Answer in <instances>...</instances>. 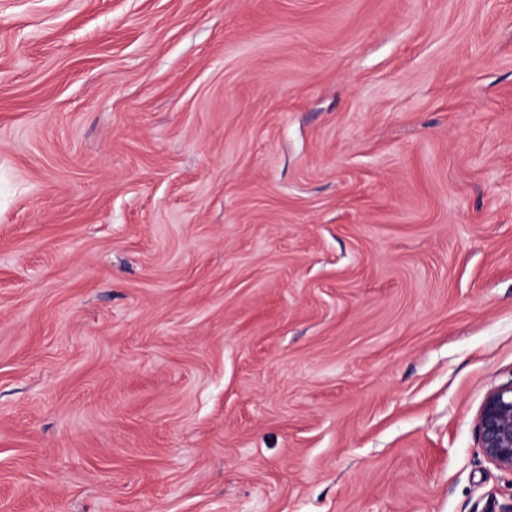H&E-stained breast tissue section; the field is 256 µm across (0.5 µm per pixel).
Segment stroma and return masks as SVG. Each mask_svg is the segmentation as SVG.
Listing matches in <instances>:
<instances>
[{
	"instance_id": "stroma-1",
	"label": "stroma",
	"mask_w": 512,
	"mask_h": 512,
	"mask_svg": "<svg viewBox=\"0 0 512 512\" xmlns=\"http://www.w3.org/2000/svg\"><path fill=\"white\" fill-rule=\"evenodd\" d=\"M512 0H0V512H512ZM476 429L488 461L512 471V381L486 394L476 417Z\"/></svg>"
}]
</instances>
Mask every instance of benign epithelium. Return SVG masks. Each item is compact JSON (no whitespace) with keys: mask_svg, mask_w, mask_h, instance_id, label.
I'll use <instances>...</instances> for the list:
<instances>
[{"mask_svg":"<svg viewBox=\"0 0 512 512\" xmlns=\"http://www.w3.org/2000/svg\"><path fill=\"white\" fill-rule=\"evenodd\" d=\"M476 429L488 461L512 471V381L486 394Z\"/></svg>","mask_w":512,"mask_h":512,"instance_id":"obj_1","label":"benign epithelium"}]
</instances>
